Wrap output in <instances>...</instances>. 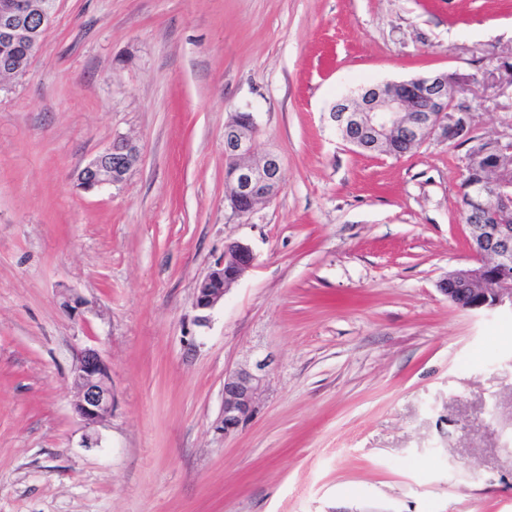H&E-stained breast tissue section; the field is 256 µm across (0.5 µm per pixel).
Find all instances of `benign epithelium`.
<instances>
[{
	"label": "benign epithelium",
	"instance_id": "benign-epithelium-1",
	"mask_svg": "<svg viewBox=\"0 0 512 512\" xmlns=\"http://www.w3.org/2000/svg\"><path fill=\"white\" fill-rule=\"evenodd\" d=\"M55 14L52 0H0V42H26L36 55ZM476 77L454 72H435L401 82L370 84L354 96L334 102L329 119L342 138L364 153L381 150L393 136L419 146L434 135L471 144L468 159H489L494 176L470 185L473 208L468 213V246L476 265L457 269L453 284L442 292L454 304L471 311L512 308V135L493 139L472 136L468 115L448 101V88L467 92ZM257 126L250 112H237L224 127V155L231 164L228 177L233 197L256 205L275 197L282 189L281 159L273 152L255 153ZM140 162L138 146L117 135L79 173V186L86 191L119 185ZM251 247L240 241L224 246L195 288L194 307L198 322L224 300L231 286L253 266ZM85 302L75 294L62 295L61 306L72 317L81 316ZM268 363L239 368L224 376V406L221 428L231 436L257 411V398L264 385ZM79 390L76 415L89 432L86 447L97 444L92 428L112 410V373L98 350L78 351L72 371Z\"/></svg>",
	"mask_w": 512,
	"mask_h": 512
}]
</instances>
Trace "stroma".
Returning a JSON list of instances; mask_svg holds the SVG:
<instances>
[{
    "instance_id": "1",
    "label": "stroma",
    "mask_w": 512,
    "mask_h": 512,
    "mask_svg": "<svg viewBox=\"0 0 512 512\" xmlns=\"http://www.w3.org/2000/svg\"><path fill=\"white\" fill-rule=\"evenodd\" d=\"M511 59L512 0H56L0 81V512H512V310L439 290L474 262L470 146L362 154L328 120L360 84ZM457 104L473 136L512 132V84ZM240 110L283 182L244 217ZM116 134L139 164L82 190ZM230 241L255 266L199 324ZM81 347L112 370L94 448ZM263 360L254 418L224 436L225 374Z\"/></svg>"
}]
</instances>
